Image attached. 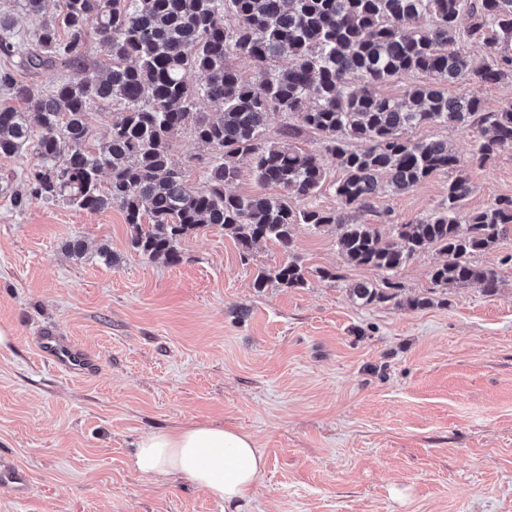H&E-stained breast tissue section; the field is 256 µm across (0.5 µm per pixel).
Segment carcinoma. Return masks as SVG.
<instances>
[{
    "instance_id": "obj_1",
    "label": "carcinoma",
    "mask_w": 512,
    "mask_h": 512,
    "mask_svg": "<svg viewBox=\"0 0 512 512\" xmlns=\"http://www.w3.org/2000/svg\"><path fill=\"white\" fill-rule=\"evenodd\" d=\"M42 17L34 40L17 39L0 16V53L26 70L76 71L48 93L34 91L9 69L0 88L31 113L0 105V157L24 152L37 164L16 210L34 200H59L89 213L113 206L131 228L132 247L154 262L182 261L181 240L201 226L230 233L242 254L261 240L289 251L294 226L334 225L345 261L392 275L428 247L448 255L431 281L440 288L475 284L487 294L498 274L466 256L495 248L512 230V197L477 211L464 209L472 192L466 162L437 140H414L420 126L477 130L471 161L483 164L512 149V103L485 111L481 99L448 94L450 82L493 86L512 81V0H62L43 17L46 0H23ZM426 18L429 28L416 25ZM488 34L491 61L473 66L462 31ZM108 49V63H85L89 33ZM248 59L259 79L244 78L231 61ZM285 59L288 66L276 62ZM408 73L432 81L390 96L380 88ZM204 97L211 112L197 111ZM112 115L105 138L94 140L90 110ZM288 116L281 141L265 137L267 116ZM189 129L207 148L192 157L208 185L193 187L170 155L172 134ZM311 131L322 151L292 144ZM357 142L360 147L353 148ZM340 161L337 207L296 208L288 198L315 197L326 183L323 155ZM256 182L283 191L241 195L231 190L242 161ZM456 172L448 198L414 224L357 223L351 211L370 212L374 197L405 192L439 172ZM109 178L100 189L101 174ZM466 231H461V225ZM312 272L293 257L262 269L254 285L301 288ZM399 285L358 282L362 302L418 308L424 299L399 298Z\"/></svg>"
}]
</instances>
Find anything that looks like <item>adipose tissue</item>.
<instances>
[{"label":"adipose tissue","instance_id":"ef3b65f1","mask_svg":"<svg viewBox=\"0 0 512 512\" xmlns=\"http://www.w3.org/2000/svg\"><path fill=\"white\" fill-rule=\"evenodd\" d=\"M136 470L158 481L189 480L223 501L229 512H244L266 468L253 436L216 425L190 424L153 431L135 452Z\"/></svg>","mask_w":512,"mask_h":512}]
</instances>
